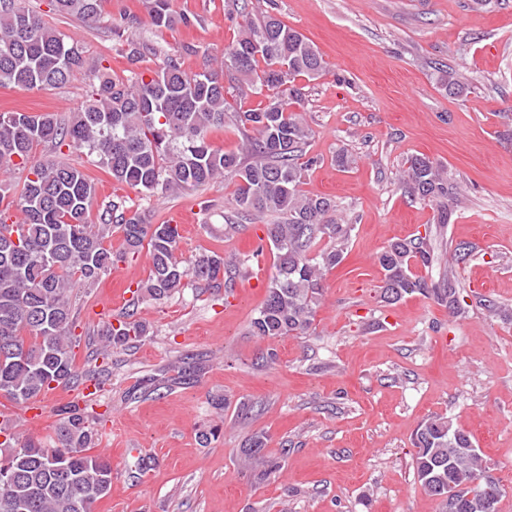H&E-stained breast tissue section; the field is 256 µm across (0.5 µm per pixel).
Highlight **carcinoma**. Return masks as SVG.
Segmentation results:
<instances>
[{
    "instance_id": "carcinoma-1",
    "label": "carcinoma",
    "mask_w": 512,
    "mask_h": 512,
    "mask_svg": "<svg viewBox=\"0 0 512 512\" xmlns=\"http://www.w3.org/2000/svg\"><path fill=\"white\" fill-rule=\"evenodd\" d=\"M49 10L97 23L103 0H50ZM148 14L156 28L190 23L172 8V0H148ZM126 57L132 65L126 78L112 75L104 58L91 65V94L66 123L48 113L0 112V166L27 171L17 198L5 205L20 214L13 230L3 231L6 219L0 216V394L18 404H33L55 385L78 382L71 295L94 286L119 261L144 249L149 253V276L132 291L136 301L168 297L189 278L229 288L246 274L218 252L183 263L177 256L179 225L152 224L122 202L104 209L100 223H89L97 195L91 177L54 155H33L35 146L84 151L114 180L150 197L199 188L222 175L235 178L234 211L278 216L265 225L275 273L250 323L251 333L263 339L302 335L311 327L323 276L343 261L353 230L334 200L300 189L304 166L314 163L301 162L313 130L294 110L304 97L295 80L314 79L326 68L303 34L268 12L247 20L223 56L206 60L197 73L185 72L177 55L161 54L143 41H127ZM148 60L154 67L141 68ZM85 64L77 42L48 26L25 0H0V87L58 88ZM233 91L264 93L266 103L232 109L227 95ZM224 128L240 137L238 152L210 142L209 134ZM401 184L412 197L439 203L442 225L451 223L463 200L458 183L426 156L408 160ZM114 234L122 237L123 248L106 245ZM377 261L384 301L420 292L457 317L466 313L464 288L453 271L436 282L411 271L413 263L433 267L430 236L393 240ZM149 333L147 325L130 318L109 323L95 356L105 361L112 350L126 349ZM58 416L53 447L21 442L0 427L5 437L0 447L9 449L0 457V512H95L109 493L112 462L93 452L91 406L72 401ZM472 445L471 435L447 416H431L417 426L414 471L441 512H499L503 494L492 502L489 491L500 482L485 470L481 455L468 452ZM245 455L263 466L262 478L280 469L267 460L261 436L252 439ZM450 484L457 488V510L448 503Z\"/></svg>"
}]
</instances>
